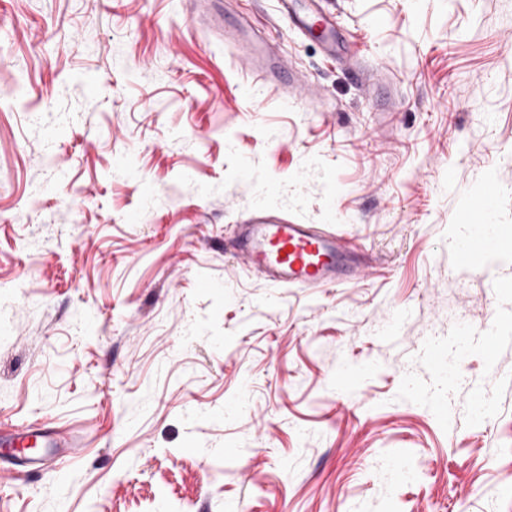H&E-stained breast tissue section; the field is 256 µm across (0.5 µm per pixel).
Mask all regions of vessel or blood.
Wrapping results in <instances>:
<instances>
[{
	"instance_id": "b4317fda",
	"label": "vessel or blood",
	"mask_w": 512,
	"mask_h": 512,
	"mask_svg": "<svg viewBox=\"0 0 512 512\" xmlns=\"http://www.w3.org/2000/svg\"><path fill=\"white\" fill-rule=\"evenodd\" d=\"M280 12L290 29L302 38L318 36L327 57H336L342 41L336 15L325 0H280ZM224 46L245 70L263 79L275 78L281 64L272 54L263 31L244 38L228 31ZM497 202L493 183H486L461 210L458 224L470 230L454 250L457 267L475 270L493 255L512 251V239L490 235L478 216L489 214ZM233 251L243 265L259 272L273 287L329 288L360 280L363 265L344 233L327 224H302L286 211L261 203L237 224ZM50 421L12 424L0 434V455L39 472L47 454L57 448L77 447Z\"/></svg>"
}]
</instances>
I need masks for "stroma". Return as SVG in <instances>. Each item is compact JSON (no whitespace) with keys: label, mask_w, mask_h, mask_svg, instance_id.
<instances>
[{"label":"stroma","mask_w":512,"mask_h":512,"mask_svg":"<svg viewBox=\"0 0 512 512\" xmlns=\"http://www.w3.org/2000/svg\"><path fill=\"white\" fill-rule=\"evenodd\" d=\"M327 6L386 106L277 0L234 5L286 69L252 85L193 0H0V424L80 443L61 481L0 459V512H512V344L477 341L512 254L453 261L465 193L494 182L512 226V0ZM261 177L365 277L243 268L225 243ZM463 325L451 384L423 351Z\"/></svg>","instance_id":"stroma-1"}]
</instances>
